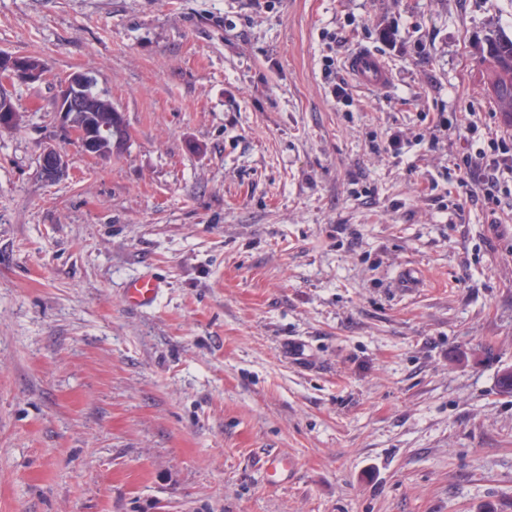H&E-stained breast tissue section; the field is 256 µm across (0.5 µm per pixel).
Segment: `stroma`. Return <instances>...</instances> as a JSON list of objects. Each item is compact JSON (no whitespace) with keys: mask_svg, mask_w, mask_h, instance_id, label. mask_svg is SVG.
<instances>
[{"mask_svg":"<svg viewBox=\"0 0 512 512\" xmlns=\"http://www.w3.org/2000/svg\"><path fill=\"white\" fill-rule=\"evenodd\" d=\"M500 32L512 0H0L48 64L0 129V512H512V210L448 176L469 121L512 137ZM362 50L394 81L337 100ZM75 72L122 154L60 138ZM486 62L485 83L500 114L512 108V37L494 34L480 48ZM40 164L43 175L48 179L59 178L68 166L65 154L51 143L44 147ZM160 288V282L153 277L132 279L125 287V300L135 308L151 307L158 298Z\"/></svg>","mask_w":512,"mask_h":512,"instance_id":"1","label":"stroma"}]
</instances>
